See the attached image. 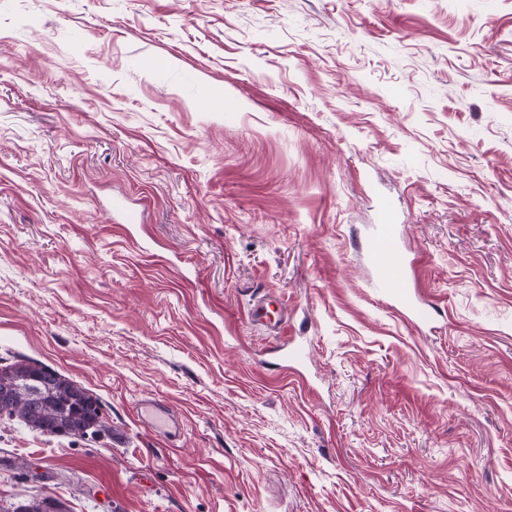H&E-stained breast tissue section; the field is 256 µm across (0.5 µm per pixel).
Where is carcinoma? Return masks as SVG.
<instances>
[{
	"label": "carcinoma",
	"mask_w": 512,
	"mask_h": 512,
	"mask_svg": "<svg viewBox=\"0 0 512 512\" xmlns=\"http://www.w3.org/2000/svg\"><path fill=\"white\" fill-rule=\"evenodd\" d=\"M14 395L11 403L0 404V419L18 420L38 433L70 439L112 437V427L105 419L93 422L79 415L88 407L101 408L98 398L81 385L57 377L45 365L29 360L0 364V391ZM58 501L38 495L23 507L0 506V512H67Z\"/></svg>",
	"instance_id": "carcinoma-1"
}]
</instances>
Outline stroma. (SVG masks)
<instances>
[{
  "instance_id": "1",
  "label": "stroma",
  "mask_w": 512,
  "mask_h": 512,
  "mask_svg": "<svg viewBox=\"0 0 512 512\" xmlns=\"http://www.w3.org/2000/svg\"><path fill=\"white\" fill-rule=\"evenodd\" d=\"M384 207L420 321L369 261ZM259 293L305 362L269 353ZM19 357L112 436L0 419L7 503L512 512V0H0ZM149 395L176 445L137 418ZM136 412L139 419L166 438L175 439L182 432V423L177 413L164 401L156 397L138 400Z\"/></svg>"
}]
</instances>
